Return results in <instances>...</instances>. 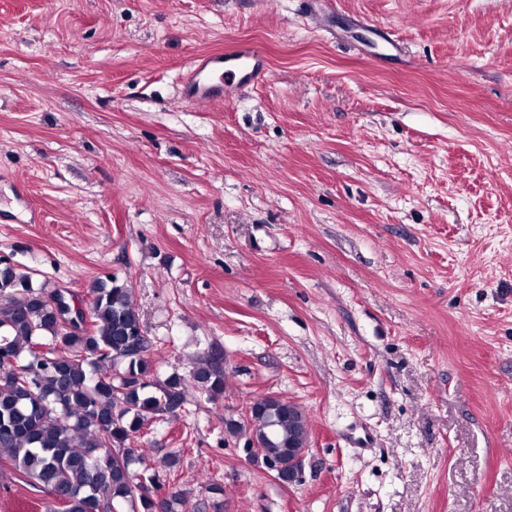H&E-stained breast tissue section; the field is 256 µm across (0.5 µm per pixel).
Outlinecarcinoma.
Wrapping results in <instances>:
<instances>
[{
	"label": "carcinoma",
	"mask_w": 512,
	"mask_h": 512,
	"mask_svg": "<svg viewBox=\"0 0 512 512\" xmlns=\"http://www.w3.org/2000/svg\"><path fill=\"white\" fill-rule=\"evenodd\" d=\"M54 293L29 273L0 265V470L49 497L45 512H179L183 490L155 498L156 475L131 447L150 417L173 415L193 387L210 399L224 394V353L213 350L191 373L154 378L151 343L131 289L94 283L88 325L70 330L49 304ZM305 412L286 400L258 397L251 414L227 420L233 438L254 437L263 460L278 464L305 447Z\"/></svg>",
	"instance_id": "1"
}]
</instances>
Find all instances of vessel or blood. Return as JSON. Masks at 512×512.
Here are the masks:
<instances>
[{
  "label": "vessel or blood",
  "mask_w": 512,
  "mask_h": 512,
  "mask_svg": "<svg viewBox=\"0 0 512 512\" xmlns=\"http://www.w3.org/2000/svg\"><path fill=\"white\" fill-rule=\"evenodd\" d=\"M263 50L253 43H242L224 51V53L198 60L191 72L188 97L197 101L211 97L215 91L213 85L203 82L204 73L229 66L241 73L243 80L253 82L261 78L263 68Z\"/></svg>",
  "instance_id": "vessel-or-blood-1"
}]
</instances>
